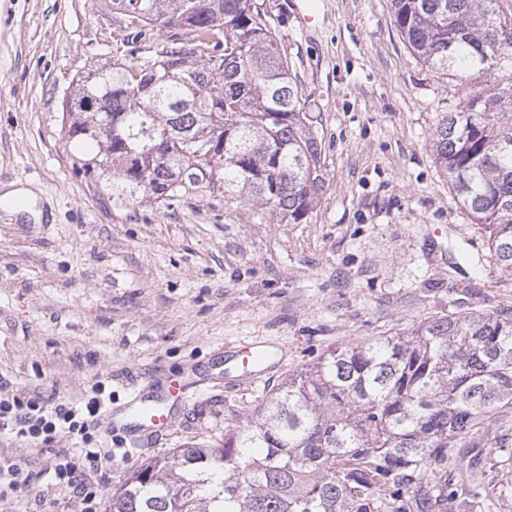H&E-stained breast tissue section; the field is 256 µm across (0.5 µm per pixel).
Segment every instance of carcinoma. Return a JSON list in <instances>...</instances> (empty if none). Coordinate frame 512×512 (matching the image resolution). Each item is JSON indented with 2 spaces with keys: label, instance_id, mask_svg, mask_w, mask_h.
<instances>
[{
  "label": "carcinoma",
  "instance_id": "cac0c4a2",
  "mask_svg": "<svg viewBox=\"0 0 512 512\" xmlns=\"http://www.w3.org/2000/svg\"><path fill=\"white\" fill-rule=\"evenodd\" d=\"M396 27L463 100L432 131L436 163L512 270V17L499 0H391ZM120 42L177 29L145 67L117 61L62 101L84 176L112 197L221 190L298 224L322 187L309 100L253 0H110ZM485 87L467 89L473 77ZM112 134L103 135V125ZM512 408V311L347 343L266 395L242 424L127 473L105 512H472L448 463Z\"/></svg>",
  "mask_w": 512,
  "mask_h": 512
}]
</instances>
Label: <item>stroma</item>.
Returning <instances> with one entry per match:
<instances>
[{"label": "stroma", "mask_w": 512, "mask_h": 512, "mask_svg": "<svg viewBox=\"0 0 512 512\" xmlns=\"http://www.w3.org/2000/svg\"><path fill=\"white\" fill-rule=\"evenodd\" d=\"M315 26L297 0H254L311 102L323 187L298 224L203 190L118 203L77 169L61 102L80 75L148 53L117 44L123 20L103 0H0V186L32 189L26 210L0 201V381L9 393L112 409L166 376L197 384L173 428L149 445L101 437L108 498L159 453L241 423L263 395L328 349L407 336L420 324L512 308V270L435 162L431 133L462 99L456 78L420 61L390 0H319ZM264 354L242 366L236 349ZM44 447L0 435V453L47 469ZM484 465L474 512H512V489ZM47 482L0 512H79Z\"/></svg>", "instance_id": "obj_1"}]
</instances>
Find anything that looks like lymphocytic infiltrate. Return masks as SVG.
Listing matches in <instances>:
<instances>
[{"label":"lymphocytic infiltrate","mask_w":512,"mask_h":512,"mask_svg":"<svg viewBox=\"0 0 512 512\" xmlns=\"http://www.w3.org/2000/svg\"><path fill=\"white\" fill-rule=\"evenodd\" d=\"M98 397H91L85 410L65 403H52L41 397L21 398L0 395V432L37 445H48L57 437L81 439L85 447L81 453H56L52 463L53 477L59 488L70 490L81 505V512H99L100 498L93 480L108 450L93 447L94 427L89 415L99 410Z\"/></svg>","instance_id":"obj_1"}]
</instances>
